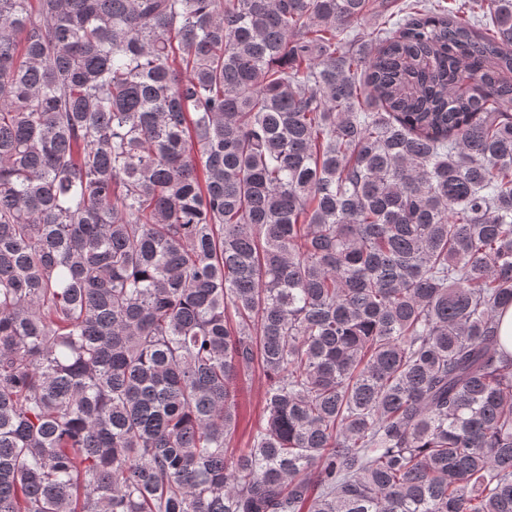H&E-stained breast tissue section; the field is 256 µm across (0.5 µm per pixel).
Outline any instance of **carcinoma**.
<instances>
[{"mask_svg":"<svg viewBox=\"0 0 512 512\" xmlns=\"http://www.w3.org/2000/svg\"><path fill=\"white\" fill-rule=\"evenodd\" d=\"M454 2L0 0V512H512V0ZM241 388L240 406L238 409L237 427L232 447L245 448L253 427L263 412L266 381L263 374L256 369L239 384Z\"/></svg>","mask_w":512,"mask_h":512,"instance_id":"obj_1","label":"carcinoma"}]
</instances>
